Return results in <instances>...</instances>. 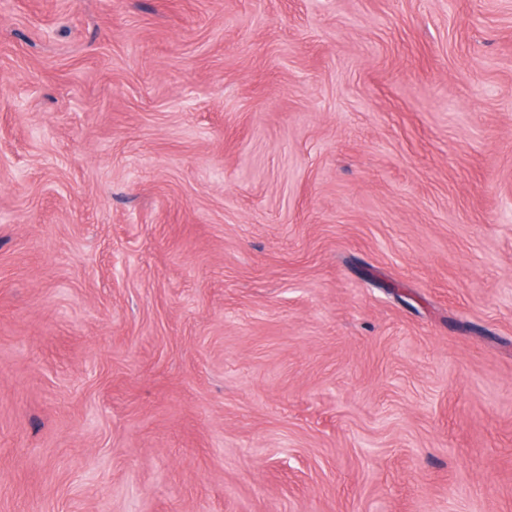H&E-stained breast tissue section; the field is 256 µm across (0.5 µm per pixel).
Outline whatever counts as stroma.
I'll list each match as a JSON object with an SVG mask.
<instances>
[{
    "label": "stroma",
    "mask_w": 512,
    "mask_h": 512,
    "mask_svg": "<svg viewBox=\"0 0 512 512\" xmlns=\"http://www.w3.org/2000/svg\"><path fill=\"white\" fill-rule=\"evenodd\" d=\"M0 512H512V0H0Z\"/></svg>",
    "instance_id": "obj_1"
}]
</instances>
